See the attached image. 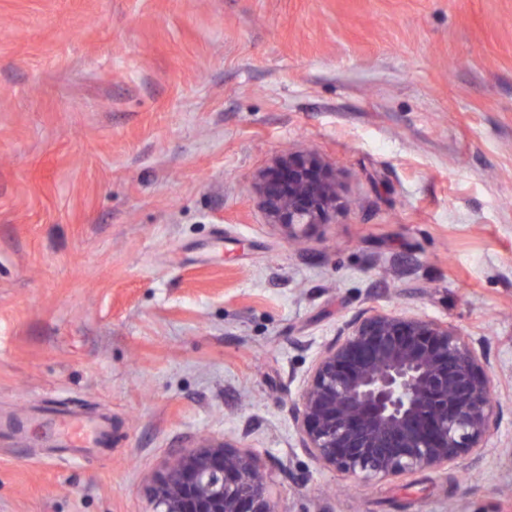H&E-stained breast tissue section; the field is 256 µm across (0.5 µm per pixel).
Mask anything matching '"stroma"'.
I'll list each match as a JSON object with an SVG mask.
<instances>
[{
  "instance_id": "1",
  "label": "stroma",
  "mask_w": 512,
  "mask_h": 512,
  "mask_svg": "<svg viewBox=\"0 0 512 512\" xmlns=\"http://www.w3.org/2000/svg\"><path fill=\"white\" fill-rule=\"evenodd\" d=\"M298 154L345 206L296 245L256 183ZM374 311L479 342L484 453L367 483L302 447L316 356ZM31 415L0 512H153L204 438L278 512H512V0H0V420ZM98 425H89L79 421L65 424L66 445L68 448H79L87 442L90 432L97 431Z\"/></svg>"
}]
</instances>
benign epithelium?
Returning <instances> with one entry per match:
<instances>
[{
	"mask_svg": "<svg viewBox=\"0 0 512 512\" xmlns=\"http://www.w3.org/2000/svg\"><path fill=\"white\" fill-rule=\"evenodd\" d=\"M259 196L270 223L293 236L341 204L335 173L310 155L277 161ZM500 417L472 337L446 322L373 312L317 356L294 421L319 461L372 482L487 448ZM150 496L154 512H277L253 457L213 440L174 456Z\"/></svg>",
	"mask_w": 512,
	"mask_h": 512,
	"instance_id": "obj_1",
	"label": "benign epithelium"
}]
</instances>
